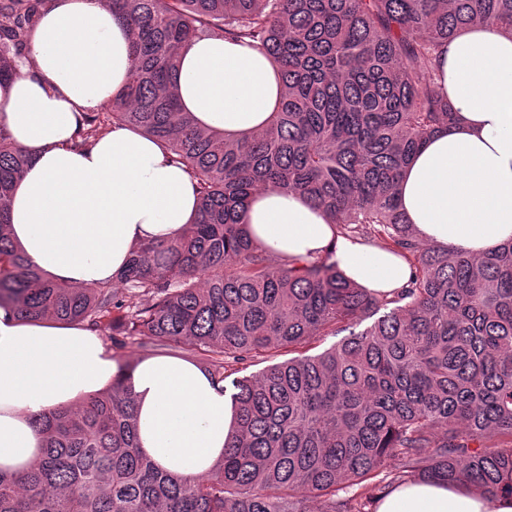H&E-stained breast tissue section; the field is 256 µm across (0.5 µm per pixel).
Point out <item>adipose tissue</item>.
<instances>
[{
  "label": "adipose tissue",
  "mask_w": 512,
  "mask_h": 512,
  "mask_svg": "<svg viewBox=\"0 0 512 512\" xmlns=\"http://www.w3.org/2000/svg\"><path fill=\"white\" fill-rule=\"evenodd\" d=\"M131 64L132 32L100 0H47L22 66L0 83V124L32 155L8 233L54 280L112 282L137 243L176 237L195 213L194 183L161 141L116 124L79 142L85 115L110 105ZM436 83L456 120L413 155L399 204L420 239L478 258L512 241V34L486 22L461 30L438 52ZM172 87L199 129L230 136L259 132L284 93L263 53L216 34L179 49ZM242 221L275 254L329 258L369 290L409 279L404 260L337 234L301 195L258 191ZM116 373L95 333L0 309V471L29 470L44 446L35 418L109 388ZM132 388L144 453L179 475L209 472L234 430L220 386L191 362L149 358L136 363ZM376 512H512V497L420 480L395 488Z\"/></svg>",
  "instance_id": "1"
}]
</instances>
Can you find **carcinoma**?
I'll return each mask as SVG.
<instances>
[{
  "label": "carcinoma",
  "mask_w": 512,
  "mask_h": 512,
  "mask_svg": "<svg viewBox=\"0 0 512 512\" xmlns=\"http://www.w3.org/2000/svg\"><path fill=\"white\" fill-rule=\"evenodd\" d=\"M103 2L130 26L133 59L81 144L112 122L158 138L194 182L197 212L178 237L140 245L115 282L53 281L6 232L31 156L0 128V308L117 331L119 348L181 351L219 384L240 362L290 358L232 380L233 440L210 472L180 479L141 451L122 372L35 420L42 456L0 473V512H373L363 490L421 478L512 496V243L450 252L420 240L397 201L406 162L454 119L437 52L479 22L512 31V0ZM35 14L31 0H0V80L23 62ZM212 30L253 44L281 76L280 106L249 137L199 130L168 88L178 48ZM265 188L404 258L409 281L377 294L326 259L255 243L240 216Z\"/></svg>",
  "instance_id": "obj_1"
}]
</instances>
